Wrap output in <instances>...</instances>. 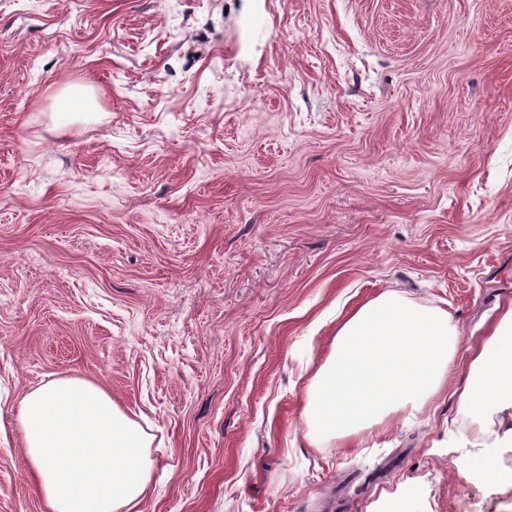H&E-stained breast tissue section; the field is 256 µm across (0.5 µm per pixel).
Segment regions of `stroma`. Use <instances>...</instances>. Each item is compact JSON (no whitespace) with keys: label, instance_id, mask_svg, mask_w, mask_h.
<instances>
[{"label":"stroma","instance_id":"obj_1","mask_svg":"<svg viewBox=\"0 0 512 512\" xmlns=\"http://www.w3.org/2000/svg\"><path fill=\"white\" fill-rule=\"evenodd\" d=\"M388 292L459 331L447 391L309 439ZM511 305L512 0H0V512H46L12 420L66 376L154 435L138 512H512V447L458 469ZM462 474L482 473L492 474L496 472V460L494 455L489 451L483 455L463 459L459 462Z\"/></svg>","mask_w":512,"mask_h":512}]
</instances>
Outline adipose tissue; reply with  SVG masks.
<instances>
[{"label":"adipose tissue","mask_w":512,"mask_h":512,"mask_svg":"<svg viewBox=\"0 0 512 512\" xmlns=\"http://www.w3.org/2000/svg\"><path fill=\"white\" fill-rule=\"evenodd\" d=\"M459 341L441 309L390 293L367 303L338 328L312 378L309 438H355L405 406L423 411L444 390ZM460 400L478 414L512 413V306L473 352ZM16 427L49 512H135L153 438L101 386L78 377L42 383L24 396ZM481 433L487 451L461 460L462 473H495L494 449L512 447V428L488 424Z\"/></svg>","instance_id":"1"}]
</instances>
